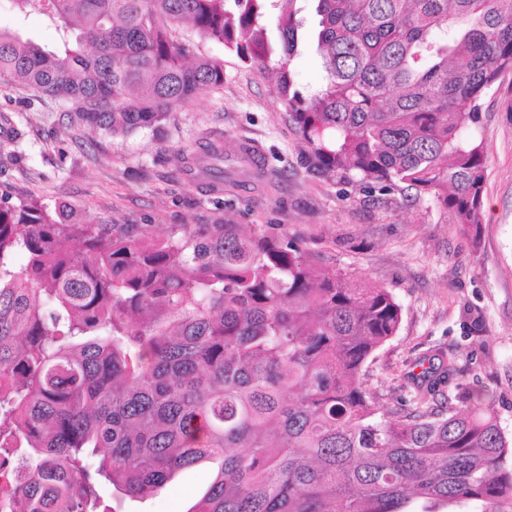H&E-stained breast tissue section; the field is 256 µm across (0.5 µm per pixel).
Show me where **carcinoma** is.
<instances>
[{
    "mask_svg": "<svg viewBox=\"0 0 512 512\" xmlns=\"http://www.w3.org/2000/svg\"><path fill=\"white\" fill-rule=\"evenodd\" d=\"M57 23L46 50L0 29V76L70 100L114 137L224 85L184 21L245 62L280 54V93L313 171L428 195L478 231L482 143L464 135L512 70V0H311L325 82L290 93L302 21L269 0H13ZM386 288L318 264L268 224H81L63 202L0 194V486L21 512H112L203 462L189 512H512V438L462 409L434 349L405 407L369 395L398 332Z\"/></svg>",
    "mask_w": 512,
    "mask_h": 512,
    "instance_id": "carcinoma-1",
    "label": "carcinoma"
}]
</instances>
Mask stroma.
I'll use <instances>...</instances> for the list:
<instances>
[{
  "instance_id": "1",
  "label": "stroma",
  "mask_w": 512,
  "mask_h": 512,
  "mask_svg": "<svg viewBox=\"0 0 512 512\" xmlns=\"http://www.w3.org/2000/svg\"><path fill=\"white\" fill-rule=\"evenodd\" d=\"M0 28L18 29L43 48L59 44L44 15L18 17L0 0ZM196 54L222 61L223 87L197 94L158 126L115 138L80 124L70 105L0 80V114L18 137L0 131V187L14 197L65 201L89 224H276L299 238L319 264L353 272L389 289L402 308L396 336L368 367L366 387L381 404L409 399L414 362L440 348L456 361L454 378L496 411L512 436V70L482 98L473 136L482 142L486 182L477 236L465 234L429 197L405 200L398 189L315 176L307 148L277 85L279 62H243L188 25L176 30ZM288 68L301 94L325 80L315 46L300 42ZM223 143L224 179L238 188L210 192L189 180L181 154ZM257 143V161L276 183L264 190L243 178L232 155ZM212 477L210 464L179 472L154 493L129 498L111 483L102 495L116 512H188Z\"/></svg>"
}]
</instances>
